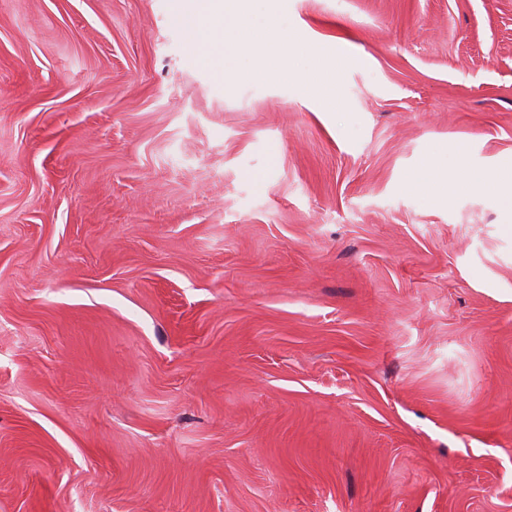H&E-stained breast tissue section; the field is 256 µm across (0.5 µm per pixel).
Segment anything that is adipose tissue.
<instances>
[{"mask_svg":"<svg viewBox=\"0 0 512 512\" xmlns=\"http://www.w3.org/2000/svg\"><path fill=\"white\" fill-rule=\"evenodd\" d=\"M255 0H234L230 10L217 7L215 0H180V10L184 18L196 20L201 12H209L210 21L199 31V41L215 60H223L227 54L243 53L252 60L250 77L267 78L281 75L279 65L281 55L288 52L285 34L272 22L259 21L253 10ZM413 187L436 191L451 196L459 187L490 184L512 189V171H502L496 176L476 170L464 173L459 183H440L436 180L432 166H424L409 179Z\"/></svg>","mask_w":512,"mask_h":512,"instance_id":"obj_1","label":"adipose tissue"}]
</instances>
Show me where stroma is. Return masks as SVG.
<instances>
[{
	"mask_svg": "<svg viewBox=\"0 0 512 512\" xmlns=\"http://www.w3.org/2000/svg\"><path fill=\"white\" fill-rule=\"evenodd\" d=\"M273 7L0 0V512H512V0ZM216 1L223 0L179 2L182 16L190 21H195L203 11L211 12L208 26L198 32L207 53L222 67L228 52L246 54L252 59L248 74L252 78L287 76L280 68L279 55L288 54V38L272 22H260L252 8L254 3L271 0H226L235 1L229 13L224 7H214ZM409 183L415 188L427 191H437L449 198L462 186H488L492 183V179L487 173L483 171L467 170L460 181L457 183H438L436 180L434 168L431 165H427L413 173L409 179Z\"/></svg>",
	"mask_w": 512,
	"mask_h": 512,
	"instance_id": "35a3bbf8",
	"label": "stroma"
}]
</instances>
